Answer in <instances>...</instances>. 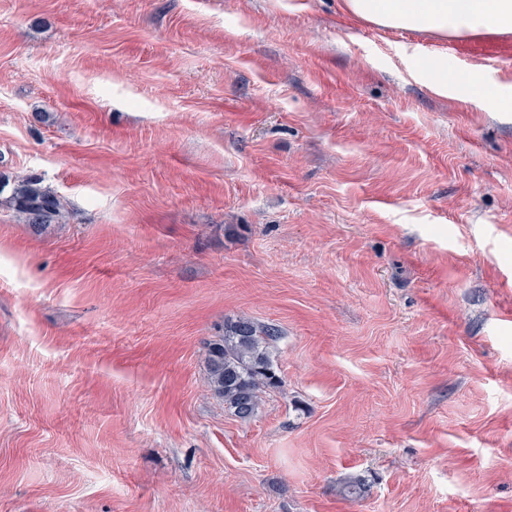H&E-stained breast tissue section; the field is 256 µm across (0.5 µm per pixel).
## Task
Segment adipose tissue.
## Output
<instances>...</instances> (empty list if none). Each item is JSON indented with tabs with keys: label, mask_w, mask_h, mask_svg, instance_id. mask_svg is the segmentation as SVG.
<instances>
[{
	"label": "adipose tissue",
	"mask_w": 512,
	"mask_h": 512,
	"mask_svg": "<svg viewBox=\"0 0 512 512\" xmlns=\"http://www.w3.org/2000/svg\"><path fill=\"white\" fill-rule=\"evenodd\" d=\"M345 9L355 17L386 29L430 31L444 37L477 33H512V0H344ZM435 84L448 81L470 89L486 110L498 112L508 103L498 94L486 92L478 75L455 78L445 60L426 65Z\"/></svg>",
	"instance_id": "adipose-tissue-1"
}]
</instances>
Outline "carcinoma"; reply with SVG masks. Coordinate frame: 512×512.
I'll return each mask as SVG.
<instances>
[{
	"label": "carcinoma",
	"instance_id": "cac0c4a2",
	"mask_svg": "<svg viewBox=\"0 0 512 512\" xmlns=\"http://www.w3.org/2000/svg\"><path fill=\"white\" fill-rule=\"evenodd\" d=\"M11 187L5 199L19 220L40 232L63 218L61 197L43 185L34 174L9 179L0 175V194ZM280 329L239 316L224 323V336L211 344L208 352V385L224 406L242 420L258 412L262 394L281 387L282 379L274 370L271 348Z\"/></svg>",
	"mask_w": 512,
	"mask_h": 512
}]
</instances>
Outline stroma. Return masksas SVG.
<instances>
[{
    "label": "stroma",
    "instance_id": "obj_1",
    "mask_svg": "<svg viewBox=\"0 0 512 512\" xmlns=\"http://www.w3.org/2000/svg\"><path fill=\"white\" fill-rule=\"evenodd\" d=\"M445 51L343 0H0V174L65 205H0V512H512V111ZM239 316L281 331L246 421ZM426 69L431 74L433 82L439 86H447L448 81H454L462 87L469 88L473 95H477L474 100L486 110L500 112L509 106L506 100L494 92L479 93L482 83L476 73L466 77L455 76L448 69V62L442 59L428 62ZM10 195L5 199L23 224H29L40 232L51 224H59L63 218L64 204L61 197L50 187L43 185L41 176L19 175L12 179L0 174V195L9 185ZM280 329L239 316L224 322V336L208 352V385L224 406L242 420L258 412L262 394L281 387L271 348Z\"/></svg>",
    "mask_w": 512,
    "mask_h": 512
}]
</instances>
